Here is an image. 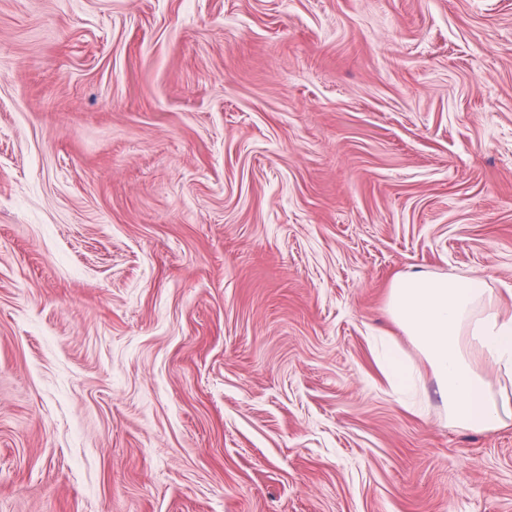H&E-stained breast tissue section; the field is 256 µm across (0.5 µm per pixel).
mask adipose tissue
I'll list each match as a JSON object with an SVG mask.
<instances>
[{"label": "adipose tissue", "instance_id": "adipose-tissue-1", "mask_svg": "<svg viewBox=\"0 0 512 512\" xmlns=\"http://www.w3.org/2000/svg\"><path fill=\"white\" fill-rule=\"evenodd\" d=\"M388 311L426 360L453 426L512 425V393L487 380L512 376V306L503 294L478 277L410 271L392 282Z\"/></svg>", "mask_w": 512, "mask_h": 512}]
</instances>
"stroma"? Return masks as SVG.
I'll use <instances>...</instances> for the list:
<instances>
[{
    "label": "stroma",
    "instance_id": "35a3bbf8",
    "mask_svg": "<svg viewBox=\"0 0 512 512\" xmlns=\"http://www.w3.org/2000/svg\"><path fill=\"white\" fill-rule=\"evenodd\" d=\"M413 269L512 289V0H0V512H512ZM381 370L391 384L404 392H412L416 386L417 374L410 369L394 350H386L381 356Z\"/></svg>",
    "mask_w": 512,
    "mask_h": 512
}]
</instances>
